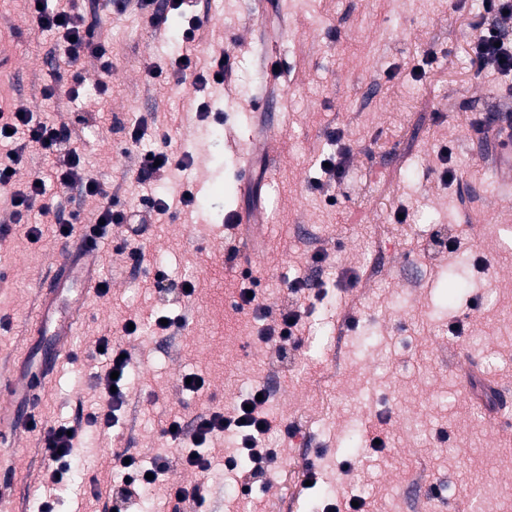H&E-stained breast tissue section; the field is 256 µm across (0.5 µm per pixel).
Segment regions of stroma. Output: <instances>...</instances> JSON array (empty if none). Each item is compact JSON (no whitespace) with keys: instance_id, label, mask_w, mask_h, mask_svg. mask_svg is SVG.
<instances>
[{"instance_id":"35a3bbf8","label":"stroma","mask_w":512,"mask_h":512,"mask_svg":"<svg viewBox=\"0 0 512 512\" xmlns=\"http://www.w3.org/2000/svg\"><path fill=\"white\" fill-rule=\"evenodd\" d=\"M170 2H156L168 14L159 30L135 0L105 12L112 72L86 66L82 94L72 100L41 94L66 68L55 34L37 28L24 0H0V57L8 61L0 68V102L24 103L55 124L101 107L106 122L78 130L86 170L127 206L165 197L168 214L146 225L138 241L172 281L192 278L198 288L188 301L145 287L143 274L104 241L95 258L111 290L84 301L70 354L36 398L37 418L77 420L94 395L87 354L97 337L161 305L185 326L166 336L148 327L130 341L140 379L118 429L87 432L77 450L85 463L79 479H110L106 464L116 448L151 461L166 445L161 428L171 413L192 422L215 404L232 406L242 387L254 385L279 403L278 427L266 442L288 463L258 487L254 512H316L329 492L367 498L379 512H427L434 485L443 489L446 512H471L468 491L512 484V436L474 428L482 407L473 377L496 380L499 398L512 404V247L497 233L512 226V199L499 193L494 153L466 125L472 114L512 107V75L479 74L471 65L480 35L475 0L456 10L449 0H200L193 10ZM194 11L203 25L187 47L181 33ZM185 50L201 71L212 57L234 53L233 79L160 86L148 78L150 68L170 67ZM102 81L111 89L104 102ZM264 94L274 102L266 118L277 126L270 149L249 138L253 104ZM142 120L139 144L123 149L125 128ZM335 128L341 140L329 138ZM342 146L347 172L331 203L311 184L322 176L321 159ZM164 148L191 158L158 185H140L138 155ZM446 152L459 174L451 184L439 177ZM244 166L246 195L237 187ZM187 188L196 207L181 202ZM252 196L267 227L258 250L240 248L235 270L224 254L239 238L226 221ZM436 232L454 236L459 248L423 253ZM70 246L49 225L36 244L19 225L0 239V373L27 355L41 326L40 291ZM318 251L326 259L315 265L310 257ZM249 266L271 309L286 301L289 277L322 294L291 365L259 341L260 322L232 309L239 270ZM459 319L464 330L456 336L449 326ZM366 333L373 341L364 347ZM188 373L203 375L208 392H183ZM292 422L300 431L290 437L284 427ZM378 426L389 434L379 453L363 441ZM311 462L320 480L305 490ZM44 479L37 432L25 433L17 452L0 451V485L12 493L15 512H36Z\"/></svg>"}]
</instances>
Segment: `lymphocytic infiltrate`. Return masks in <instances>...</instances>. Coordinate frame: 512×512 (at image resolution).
I'll return each instance as SVG.
<instances>
[{"mask_svg": "<svg viewBox=\"0 0 512 512\" xmlns=\"http://www.w3.org/2000/svg\"><path fill=\"white\" fill-rule=\"evenodd\" d=\"M25 2L37 27L57 35L65 62L72 69V85L67 95L71 99H78L83 84L82 70L86 64L97 65L106 73L112 68L110 43L97 18L100 0H90L89 5L83 7L67 4L66 0L54 7L48 6L47 0ZM483 9L486 14L493 16L494 23L490 26L481 20L476 23L481 30L472 48L477 70L481 73L492 70L502 75L511 74L512 43L506 41L505 35L507 25L512 23V0H484ZM3 138L10 139L12 147L5 158L0 159V185L9 186L19 180L24 183L23 189L14 192L10 199L14 223L24 224V217L35 212L53 218L55 233L60 237L64 236L66 230L82 223L80 212H71L66 218L58 214L48 195V187L52 184L62 190L80 188L86 197L96 201L94 219L90 223L93 239L104 238L113 225L140 223V215L127 210L117 197L110 195L87 172L68 124L57 125L37 120L26 106L15 103L6 110L0 108V139ZM32 145L40 149L47 162L46 170H28L27 152ZM24 226L26 236L42 237L41 225ZM241 278L234 309L239 312L251 311L258 320L263 321L260 340L275 343L279 361L287 362L304 343V320L310 314L304 299L311 288L310 283L300 278L289 281L288 295L292 303L274 314L256 294L259 278L247 271L242 272ZM160 319L157 313L147 319L136 315L132 317L130 326L121 327L119 335L97 339L96 344L101 352L92 384L96 399L85 416L84 425L60 422L46 426L38 420L33 422V429L40 433L47 460L46 476L51 493H62L71 485L74 455L86 430H109L117 424L127 402L133 363L132 357L126 354L125 342L135 338L147 323L155 326L158 333L168 334V326L161 324ZM266 407V400L260 399L257 389L253 388L240 394L231 411L217 407L199 415L189 433L183 428L180 414L170 415L162 433L171 442L182 444L178 458L161 455L146 468L137 457L128 458L124 453H113L110 465L120 470L119 481L106 483L94 476L88 479L86 490L93 498H107L114 512H134L144 495L161 484L165 487L168 501L178 506L190 502L198 512H206L208 492L202 491L196 483L168 481V473L173 465L178 464L199 476H207L212 461L204 453V445L215 436L229 433L236 440L237 453L226 459V468L236 469L240 460L245 459L253 473L269 475L278 461L279 451L262 443L266 434L265 426L270 422Z\"/></svg>", "mask_w": 512, "mask_h": 512, "instance_id": "lymphocytic-infiltrate-1", "label": "lymphocytic infiltrate"}]
</instances>
